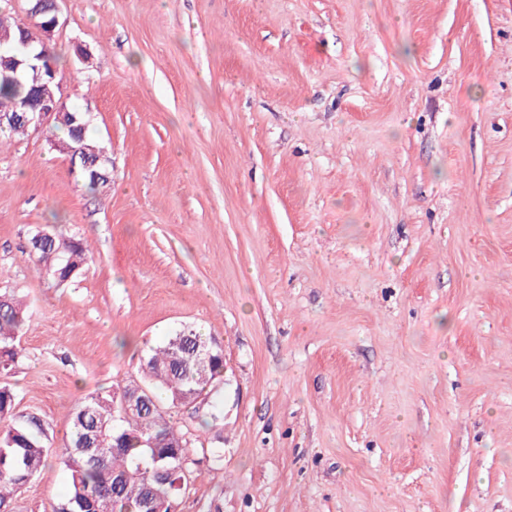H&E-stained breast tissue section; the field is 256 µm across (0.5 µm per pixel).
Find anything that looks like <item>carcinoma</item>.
<instances>
[{"label":"carcinoma","instance_id":"obj_1","mask_svg":"<svg viewBox=\"0 0 512 512\" xmlns=\"http://www.w3.org/2000/svg\"><path fill=\"white\" fill-rule=\"evenodd\" d=\"M6 0H0V40L26 34L30 47L42 49L34 30L43 29L46 17L22 29L4 24ZM41 84V74L14 73L0 67V108L27 99ZM41 239L55 254L51 264L34 252L44 275L63 285L79 274L89 247L81 239L44 229L30 238ZM26 324V306L13 296L0 295V368L6 370L21 355L19 339ZM209 350L201 364L196 350ZM224 374V349L215 339L185 327L149 350L140 365V376L120 388L126 396L145 386L150 407L124 412L112 391L88 397L71 410L70 433L60 460L67 472V493L54 512H177L181 481L187 472L185 434L168 419V412L191 404L192 393H208ZM0 512H14L16 493L39 472L52 453L46 421L37 413L17 411V392L0 384ZM167 436L183 439L182 448H150L148 442Z\"/></svg>","mask_w":512,"mask_h":512}]
</instances>
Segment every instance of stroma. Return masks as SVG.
Here are the masks:
<instances>
[{"label": "stroma", "instance_id": "1", "mask_svg": "<svg viewBox=\"0 0 512 512\" xmlns=\"http://www.w3.org/2000/svg\"><path fill=\"white\" fill-rule=\"evenodd\" d=\"M53 121L0 140V382L69 412L182 326L224 348L177 512H512V0H62ZM91 253L55 286L27 253ZM220 418H212L213 407ZM67 489L49 456L14 512ZM41 239L45 250L53 254L46 255L47 261L51 264H45L41 259V252H32L33 241ZM88 245L81 239L73 237H64L56 233L48 232L45 229L36 231L29 239V255H34L44 275L54 281L57 285H63L72 280L79 274L82 266L88 259ZM0 366L7 370L18 362L19 339L26 324V306L13 296L0 294Z\"/></svg>", "mask_w": 512, "mask_h": 512}]
</instances>
